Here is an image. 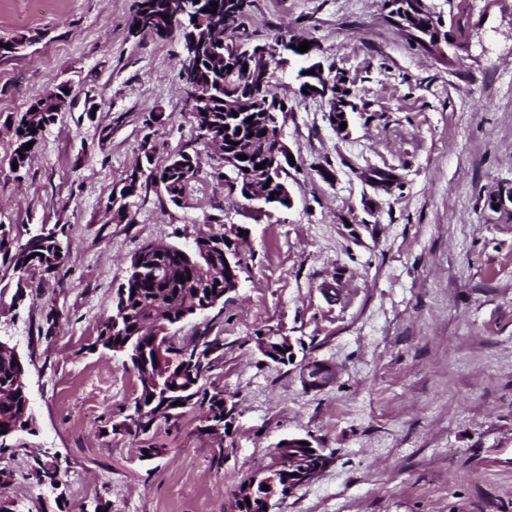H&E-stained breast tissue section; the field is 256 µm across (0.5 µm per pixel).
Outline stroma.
Wrapping results in <instances>:
<instances>
[{"instance_id": "35a3bbf8", "label": "stroma", "mask_w": 512, "mask_h": 512, "mask_svg": "<svg viewBox=\"0 0 512 512\" xmlns=\"http://www.w3.org/2000/svg\"><path fill=\"white\" fill-rule=\"evenodd\" d=\"M135 3L0 0V39L29 40L0 58V231L18 244L56 225L66 248L23 289L0 265V340L28 361L35 419L0 458V508L232 512L241 482L299 437L329 463L270 512H512V0H423L448 34L434 47L390 0H252L255 43L310 41L349 100L338 126L327 99L300 92L298 63L280 68L292 204L262 213L198 136L180 38L130 35ZM60 82L73 107L12 171L10 122ZM144 141L155 167L182 150L202 168L180 204L147 181L116 215ZM228 224L245 230L240 286L179 336L221 338L206 386L233 404L230 434L205 435L198 409L121 431L138 382L96 338L131 256ZM272 330L293 342L288 364L255 346ZM310 362L332 380L309 386ZM149 446L161 454L146 464ZM41 461L57 486L38 482Z\"/></svg>"}]
</instances>
